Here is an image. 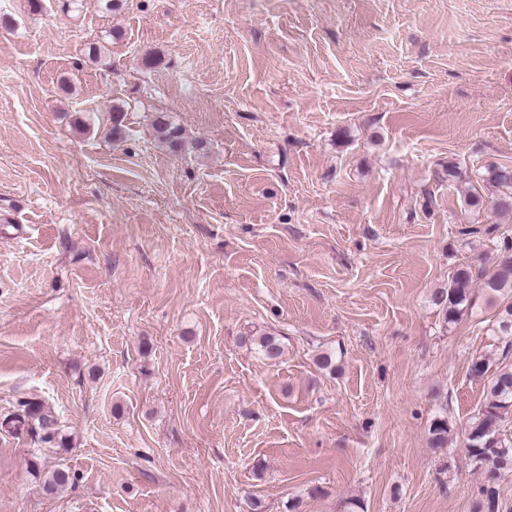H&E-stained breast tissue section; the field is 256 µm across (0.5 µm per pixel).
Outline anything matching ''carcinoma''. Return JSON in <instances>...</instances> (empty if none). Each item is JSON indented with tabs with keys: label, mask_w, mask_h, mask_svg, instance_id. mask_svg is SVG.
<instances>
[{
	"label": "carcinoma",
	"mask_w": 512,
	"mask_h": 512,
	"mask_svg": "<svg viewBox=\"0 0 512 512\" xmlns=\"http://www.w3.org/2000/svg\"><path fill=\"white\" fill-rule=\"evenodd\" d=\"M154 130L157 139L171 149L182 147L181 131L173 126L163 113L156 116ZM482 183L491 192V206L502 216H512V169L491 166L482 174ZM468 209L479 212L486 204L484 197L471 185L458 188ZM493 272L484 277L482 293L473 288V266L462 265L454 270L448 287L432 294L431 301L442 313L447 325L459 322L473 313L479 302L495 307L493 330L499 336L512 338V236L502 233L495 237ZM261 355L276 361L283 355L280 341L270 335L255 338ZM512 341L505 344L501 362L489 357L472 361L471 377L487 382L484 404L471 422L466 451L482 470L485 481L480 490L475 512H500L502 503L496 483L505 472H512ZM0 430L12 436L27 434L41 445L65 443L57 419L45 411L41 402L24 401L19 408L0 417ZM448 419L437 417L430 427V446L443 448L448 442ZM42 488L53 494L72 480L69 470L59 467L38 474Z\"/></svg>",
	"instance_id": "obj_1"
}]
</instances>
